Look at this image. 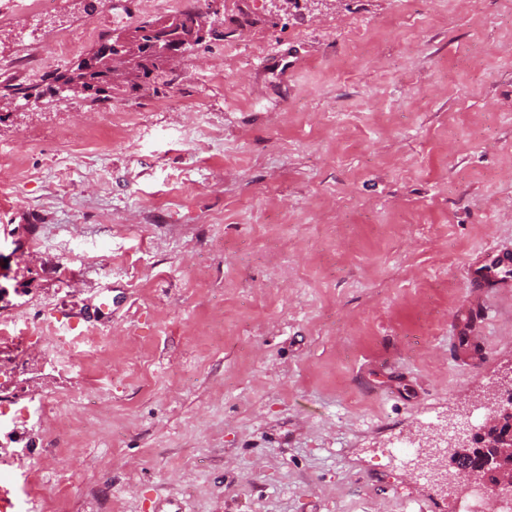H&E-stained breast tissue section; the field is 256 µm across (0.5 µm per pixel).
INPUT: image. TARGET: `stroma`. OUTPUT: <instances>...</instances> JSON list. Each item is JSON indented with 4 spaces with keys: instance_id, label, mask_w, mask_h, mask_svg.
<instances>
[{
    "instance_id": "obj_1",
    "label": "stroma",
    "mask_w": 512,
    "mask_h": 512,
    "mask_svg": "<svg viewBox=\"0 0 512 512\" xmlns=\"http://www.w3.org/2000/svg\"><path fill=\"white\" fill-rule=\"evenodd\" d=\"M88 2L0 19V81L157 14ZM224 29L110 107H0V323L29 327L0 349V492L458 512L393 450L480 424L512 363V0H224Z\"/></svg>"
}]
</instances>
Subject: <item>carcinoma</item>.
<instances>
[{
    "instance_id": "carcinoma-1",
    "label": "carcinoma",
    "mask_w": 512,
    "mask_h": 512,
    "mask_svg": "<svg viewBox=\"0 0 512 512\" xmlns=\"http://www.w3.org/2000/svg\"><path fill=\"white\" fill-rule=\"evenodd\" d=\"M199 7H188L172 15L173 21L159 29L151 28L143 30L141 34V46L139 60L133 70L131 77L122 85H107L100 88L92 96V102L106 104L117 97L136 95L145 90L156 79L158 73L165 70V62L161 56L154 51V45L168 41L179 42L183 39L193 38L198 33ZM61 79L68 81L82 80L84 82L102 81L101 73L88 72L82 68L81 63L58 71L53 77L57 82ZM0 94L14 97L22 101L31 98L40 99L41 92L36 87L22 82L13 83L3 81L0 83ZM504 429L489 430L479 436L476 444L463 450L461 454L451 456L454 468L469 470L479 469L487 476V483H497L500 473L509 466H512V457L503 460L498 459L499 446L504 444Z\"/></svg>"
}]
</instances>
